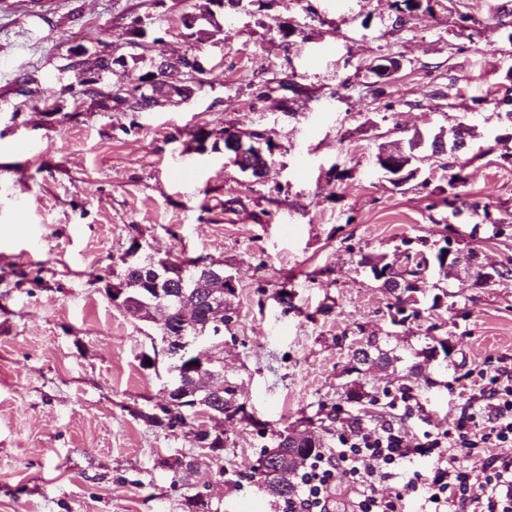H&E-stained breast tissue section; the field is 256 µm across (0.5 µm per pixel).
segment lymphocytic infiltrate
<instances>
[{"label":"lymphocytic infiltrate","instance_id":"obj_1","mask_svg":"<svg viewBox=\"0 0 512 512\" xmlns=\"http://www.w3.org/2000/svg\"><path fill=\"white\" fill-rule=\"evenodd\" d=\"M389 418L349 426L336 445L307 461L278 512H331L339 483L353 493L348 512H406V492H421L428 512H512V366L480 368L453 429L417 439L404 422L421 410L414 391L387 392ZM497 454H490V447ZM426 474L404 479L415 457Z\"/></svg>","mask_w":512,"mask_h":512}]
</instances>
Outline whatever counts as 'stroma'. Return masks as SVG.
<instances>
[{
	"label": "stroma",
	"instance_id": "1",
	"mask_svg": "<svg viewBox=\"0 0 512 512\" xmlns=\"http://www.w3.org/2000/svg\"><path fill=\"white\" fill-rule=\"evenodd\" d=\"M192 4L0 0V512L184 510L192 489L161 462L193 449L142 418L162 401L170 362L146 364L154 327L106 293L135 240L233 276L224 369L254 420L225 422L223 451L199 459L221 512H275L256 471L274 432L306 428L334 447L361 339L416 350L425 335L447 337V359L414 381L413 433L453 428L468 373L512 363V0H436L400 27L394 0H237L201 49L209 72L189 101L16 112L20 75L55 93L73 83L72 45L138 59L190 52ZM135 19L161 44H131ZM383 56L401 67L377 96L368 68ZM291 80L307 95L257 100ZM227 126L271 142L263 177L223 150L187 151L193 129ZM460 127L457 188L428 163L396 188L376 163L381 146ZM453 191L457 211L443 203ZM447 243L503 276L478 285L462 265L429 269L419 317L392 325L393 298L361 257Z\"/></svg>",
	"mask_w": 512,
	"mask_h": 512
}]
</instances>
